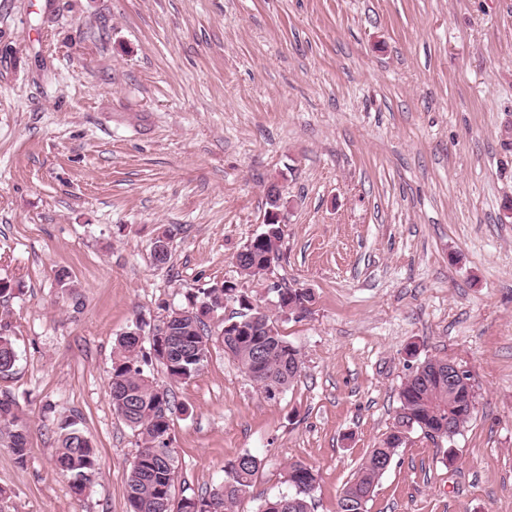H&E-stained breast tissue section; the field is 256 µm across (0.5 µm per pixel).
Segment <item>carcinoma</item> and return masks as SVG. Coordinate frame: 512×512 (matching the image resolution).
Segmentation results:
<instances>
[{
	"label": "carcinoma",
	"mask_w": 512,
	"mask_h": 512,
	"mask_svg": "<svg viewBox=\"0 0 512 512\" xmlns=\"http://www.w3.org/2000/svg\"><path fill=\"white\" fill-rule=\"evenodd\" d=\"M265 237L257 246L248 243L239 252L240 270L247 276L262 275L279 260L281 224L265 222ZM313 293L308 288L278 289L277 308L310 311ZM224 309V286L201 288L187 307L172 309L167 315L170 340L182 346L180 355L163 354L164 344L149 341L153 357L165 368L170 380L186 383L193 379L220 345L243 369L260 393L268 399L270 391H286L299 377L302 361L299 350L280 333L276 321L262 314L243 336L215 335L206 327L212 307ZM141 360V343L122 336L114 349L109 379V397L116 414L129 426L140 445L129 468L126 483L128 512H233L258 474L262 461L243 453L224 469V482L204 495L175 498L178 479L170 444L171 400L168 391L158 387L145 373ZM16 363L13 340L0 327V376L12 372ZM443 359H428L417 365L399 392L401 413L395 425L371 449L353 480L347 484L337 502V512H367L366 505L380 478L390 467L409 430L418 428L434 437L443 423L455 431L469 420L474 409V395L465 391L448 394L437 382L436 368ZM28 422L13 402L0 395V444L10 448L19 463L26 455ZM99 465L97 448L79 423L67 419L60 424L56 466L69 478L72 491L80 495L90 484ZM317 475L313 467L295 461L288 466L286 482L291 492L264 500L259 512H311Z\"/></svg>",
	"instance_id": "1"
}]
</instances>
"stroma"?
<instances>
[{
  "mask_svg": "<svg viewBox=\"0 0 512 512\" xmlns=\"http://www.w3.org/2000/svg\"><path fill=\"white\" fill-rule=\"evenodd\" d=\"M273 182L280 259L246 279ZM0 279L23 288L0 298V392L29 422L24 462L0 447V512H126L114 343L224 281L269 311L313 291L280 324L303 369L269 400L219 347L183 384L146 361L177 490L248 452L236 512L288 493L295 461L336 512L410 372L442 358L471 371L473 413L451 439L411 431L367 512H512V0H0ZM68 418L99 453L80 496L55 464ZM277 308L281 315L288 317V309H291V315L299 310V315L310 311L313 302V293L308 288H279ZM4 328L0 325V376H7L12 372L17 358L13 340Z\"/></svg>",
  "mask_w": 512,
  "mask_h": 512,
  "instance_id": "obj_1",
  "label": "stroma"
}]
</instances>
